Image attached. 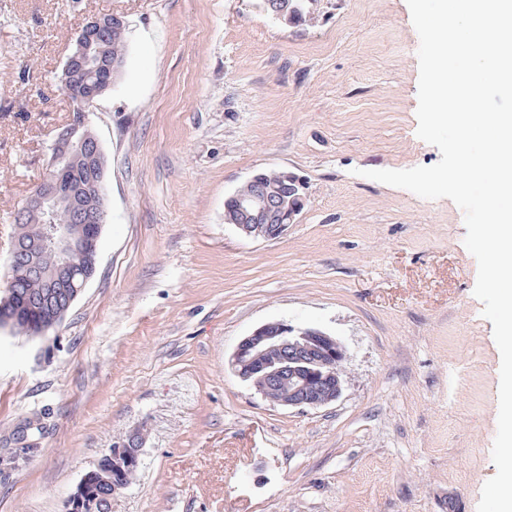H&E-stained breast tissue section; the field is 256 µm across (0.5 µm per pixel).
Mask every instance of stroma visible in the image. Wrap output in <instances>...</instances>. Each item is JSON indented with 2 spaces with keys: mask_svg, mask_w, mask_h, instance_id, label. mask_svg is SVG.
Wrapping results in <instances>:
<instances>
[{
  "mask_svg": "<svg viewBox=\"0 0 512 512\" xmlns=\"http://www.w3.org/2000/svg\"><path fill=\"white\" fill-rule=\"evenodd\" d=\"M0 0V289L14 215L70 118L58 77L95 15L128 24L89 114L106 161L97 270L46 336L0 331V512H64L140 438L110 512H477L496 473L499 349L462 210L368 178L436 164L417 135L407 0ZM301 176L276 240L224 221L255 173ZM345 346L341 397L277 406L232 371L260 325ZM264 4V8L270 14H273L276 10V7L280 6V4L284 1L282 0H262ZM305 0H289L282 4V7L278 10L277 14L274 16L282 22L288 23V20L293 17L302 14L305 10L306 4ZM96 466V468L94 467ZM89 469L82 477L81 481L76 486L75 490L69 496L65 512H89L92 511V498L90 494V488L97 476L100 474V470L95 464Z\"/></svg>",
  "mask_w": 512,
  "mask_h": 512,
  "instance_id": "obj_1",
  "label": "stroma"
}]
</instances>
